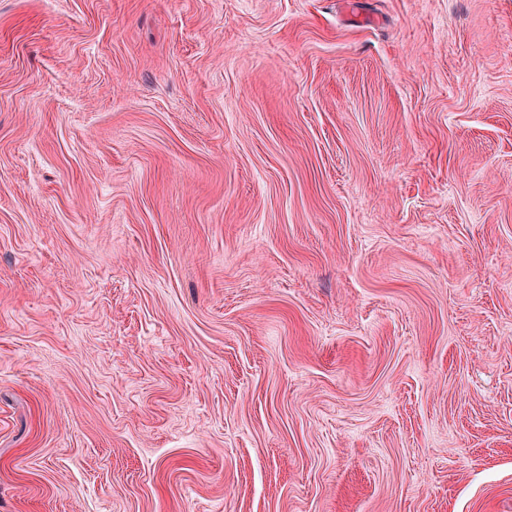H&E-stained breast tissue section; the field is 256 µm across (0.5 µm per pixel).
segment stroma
Returning a JSON list of instances; mask_svg holds the SVG:
<instances>
[{
  "instance_id": "obj_1",
  "label": "stroma",
  "mask_w": 512,
  "mask_h": 512,
  "mask_svg": "<svg viewBox=\"0 0 512 512\" xmlns=\"http://www.w3.org/2000/svg\"><path fill=\"white\" fill-rule=\"evenodd\" d=\"M0 512H512V0H0Z\"/></svg>"
}]
</instances>
